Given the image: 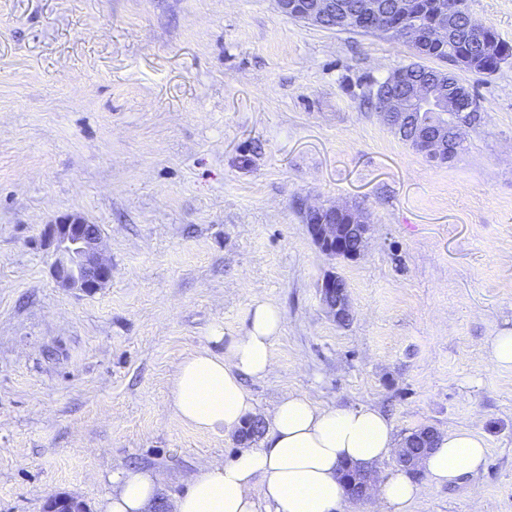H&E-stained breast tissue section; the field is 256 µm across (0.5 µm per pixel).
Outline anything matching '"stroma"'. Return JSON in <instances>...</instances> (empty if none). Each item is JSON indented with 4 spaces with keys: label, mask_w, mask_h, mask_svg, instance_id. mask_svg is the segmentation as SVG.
<instances>
[{
    "label": "stroma",
    "mask_w": 512,
    "mask_h": 512,
    "mask_svg": "<svg viewBox=\"0 0 512 512\" xmlns=\"http://www.w3.org/2000/svg\"><path fill=\"white\" fill-rule=\"evenodd\" d=\"M512 43V0H467ZM376 34L326 30L275 0H0V512L70 495L98 512L117 470L173 504L240 435L182 422L187 356L280 312L259 412L291 394L373 407L397 439L473 430L486 464L419 476L410 512H512V60L462 72L483 119L452 162L425 160L364 100L412 62ZM359 204L354 260L314 245L308 207ZM100 225L112 279L60 287L46 225ZM330 274L351 320L321 301Z\"/></svg>",
    "instance_id": "stroma-1"
}]
</instances>
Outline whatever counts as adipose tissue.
I'll use <instances>...</instances> for the list:
<instances>
[{"label":"adipose tissue","instance_id":"ef3b65f1","mask_svg":"<svg viewBox=\"0 0 512 512\" xmlns=\"http://www.w3.org/2000/svg\"><path fill=\"white\" fill-rule=\"evenodd\" d=\"M278 310L254 299L247 324L225 335L223 352L203 350L183 359L172 384L176 415L201 431L239 432L256 406L245 378L273 370ZM260 445L237 449L231 461H208L187 481L174 512H349L341 468H373L398 446L391 422L379 410L323 409L305 394H291L265 414ZM486 462L485 442L460 428L440 435L418 463L435 485H453ZM102 512H151L160 478L150 471H117ZM389 512H409L421 494L412 474L398 470L376 485Z\"/></svg>","mask_w":512,"mask_h":512}]
</instances>
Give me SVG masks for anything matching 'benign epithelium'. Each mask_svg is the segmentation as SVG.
I'll list each match as a JSON object with an SVG mask.
<instances>
[{
	"instance_id": "7a95c632",
	"label": "benign epithelium",
	"mask_w": 512,
	"mask_h": 512,
	"mask_svg": "<svg viewBox=\"0 0 512 512\" xmlns=\"http://www.w3.org/2000/svg\"><path fill=\"white\" fill-rule=\"evenodd\" d=\"M279 11L292 19H301L320 26L328 15L340 20L350 19L347 6L336 0H276ZM434 21L421 42L443 46L448 43V34L459 12L461 0H432ZM373 32L390 40L405 38L399 27L376 21L371 24ZM404 94L385 102L380 110L383 120L400 128L410 122H421L422 111L435 110L442 113L478 112L471 96L461 89L444 88L432 83L409 81L403 85ZM413 149L432 161L453 158L448 147V127L440 124L426 127L417 138ZM343 205L317 206L308 214L317 216L316 223L309 225L310 235L320 252L334 257L342 250L344 240L353 232L367 240L370 225L359 221L352 224L336 223V213L348 212ZM48 236L54 243L52 264L56 281L65 288H77L86 294H94L112 279V263L104 257L101 248V231L98 225L90 224L80 217L68 218L58 224L49 225ZM320 292L324 305L336 322L350 315L347 289L338 276L331 275L323 280ZM433 431L427 429L404 438L397 452L400 466L416 467L421 456L430 449ZM371 474L361 469L353 484L357 486V498L363 500L371 495ZM46 512H86L85 504L70 496L51 497Z\"/></svg>"
}]
</instances>
